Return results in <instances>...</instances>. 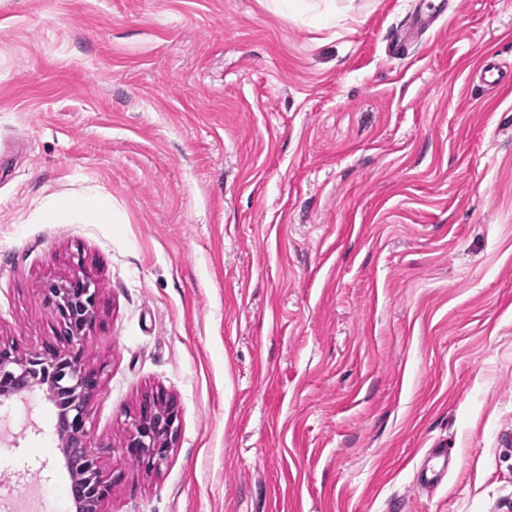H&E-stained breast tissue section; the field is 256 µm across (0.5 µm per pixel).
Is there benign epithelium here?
Returning a JSON list of instances; mask_svg holds the SVG:
<instances>
[{
  "mask_svg": "<svg viewBox=\"0 0 512 512\" xmlns=\"http://www.w3.org/2000/svg\"><path fill=\"white\" fill-rule=\"evenodd\" d=\"M98 282L82 273L47 289L46 304L54 318V336L60 346H49L24 355L0 341V399L7 400L23 390L34 367L55 373L47 382L56 402L54 434L70 476L69 495L77 512H100L112 494V474L105 462L112 455L107 445L90 442V396L99 387L101 375L83 363L89 334L97 320ZM179 429V412L174 400L159 390L144 396L133 415L123 443L124 454L158 470L166 464Z\"/></svg>",
  "mask_w": 512,
  "mask_h": 512,
  "instance_id": "benign-epithelium-1",
  "label": "benign epithelium"
}]
</instances>
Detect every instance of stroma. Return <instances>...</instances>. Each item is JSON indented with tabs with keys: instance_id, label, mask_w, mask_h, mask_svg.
Here are the masks:
<instances>
[{
	"instance_id": "stroma-1",
	"label": "stroma",
	"mask_w": 512,
	"mask_h": 512,
	"mask_svg": "<svg viewBox=\"0 0 512 512\" xmlns=\"http://www.w3.org/2000/svg\"><path fill=\"white\" fill-rule=\"evenodd\" d=\"M312 4L0 0V340L99 280L103 512H512V86L473 88L512 0ZM156 390L157 473L121 450ZM54 423L0 404V512H70Z\"/></svg>"
}]
</instances>
